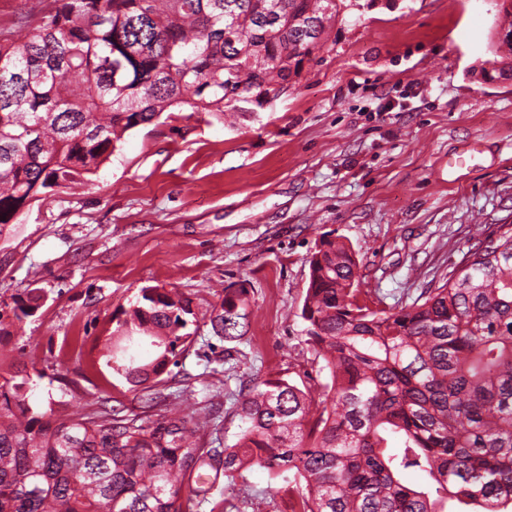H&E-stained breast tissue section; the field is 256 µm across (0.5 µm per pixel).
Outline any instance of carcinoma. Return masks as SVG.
Wrapping results in <instances>:
<instances>
[{
  "label": "carcinoma",
  "instance_id": "1",
  "mask_svg": "<svg viewBox=\"0 0 512 512\" xmlns=\"http://www.w3.org/2000/svg\"><path fill=\"white\" fill-rule=\"evenodd\" d=\"M339 12L336 0H54L27 40L0 39V236L171 108L219 118L244 93L263 104L316 58ZM492 53L485 76L511 77L512 23ZM308 265L300 317L331 379L321 396L258 381L236 442L206 448L209 412L152 425L58 415L30 402L29 374L3 377L0 512H188L209 488L197 479L185 496L182 481L203 467L262 469L299 512H512V224L396 311L359 303L355 254L335 238ZM41 301L31 289L15 318ZM246 306V289H224L214 333L243 339ZM197 323L189 298L141 288L104 339L112 375L154 402Z\"/></svg>",
  "mask_w": 512,
  "mask_h": 512
}]
</instances>
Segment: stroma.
<instances>
[{"instance_id":"1","label":"stroma","mask_w":512,"mask_h":512,"mask_svg":"<svg viewBox=\"0 0 512 512\" xmlns=\"http://www.w3.org/2000/svg\"><path fill=\"white\" fill-rule=\"evenodd\" d=\"M315 59L264 105L220 119L182 107L127 134L91 176L25 207L0 237V376L26 368L31 401L92 415L138 411L101 341L144 287L188 297L199 331L165 376L158 414L220 406L239 431L261 379L329 383L299 316L323 235L359 260V300L401 308L442 284L480 233L512 224V79L484 81L501 0H359ZM53 0H9L0 33L21 41ZM470 156V168H449ZM45 299L19 320L16 299ZM247 289L248 328L216 336L209 313ZM265 471L218 476L195 512H295Z\"/></svg>"}]
</instances>
